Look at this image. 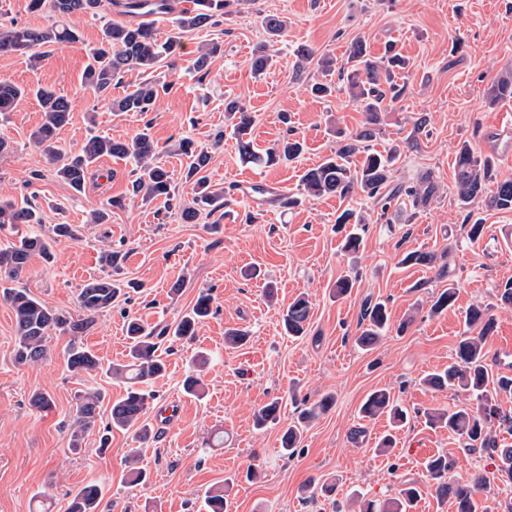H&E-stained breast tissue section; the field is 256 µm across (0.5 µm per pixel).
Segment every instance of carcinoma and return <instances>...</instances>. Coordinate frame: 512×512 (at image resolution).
I'll list each match as a JSON object with an SVG mask.
<instances>
[{"label": "carcinoma", "instance_id": "obj_1", "mask_svg": "<svg viewBox=\"0 0 512 512\" xmlns=\"http://www.w3.org/2000/svg\"><path fill=\"white\" fill-rule=\"evenodd\" d=\"M111 5L122 6V12L134 17L126 24L107 21L102 25L100 47L92 55L84 72L86 85L99 97L109 98L112 82L127 69L136 68L145 74L138 87L119 98L111 99L114 112H137L145 114L154 111L160 94L168 93L172 83L157 76L162 63L172 56L178 47L175 39L160 41L151 23L144 16L165 12L170 9V0H109ZM194 7L179 12V29L188 32L203 29L214 23V19L232 14L230 7L241 0H193ZM32 7L47 12L53 22L39 29L3 26L0 23V53H21L32 63L43 58L41 48L64 46L80 40L79 30L63 18L76 14H96L102 0H31ZM220 50L217 44L200 52L193 60L192 68L197 74H205L210 57ZM272 57L267 46H259L250 58L252 71L261 73L270 66ZM407 66L406 59L395 52L394 46L386 49L385 55L372 59L362 38H355L350 45L347 65L336 68L335 59L323 57L320 67L324 75L338 73L352 102L364 116L362 125L353 133L342 131L336 136V148L320 164L308 169L301 178V191L294 195L281 196L279 203L290 209L306 198L335 196L342 201L356 197L380 206L382 215H387L394 205L404 202L418 209L426 206L436 194L437 187L427 177L412 184H396L393 167L401 156V145L394 144L381 152L371 148L382 125L384 102L398 100L404 86L394 77L396 71ZM28 92L22 86L9 81H0V114L11 111L15 103L26 97ZM34 95L44 112L43 122L31 133L30 140L39 148L54 167L57 177L69 184L77 193L83 192L93 165L103 157L130 160L136 166V178L131 182V194L145 202L162 200L168 204L175 199L176 185L173 173L158 161L156 147L149 134L141 132L129 139H114L105 135L91 134L74 153L64 151L58 145V135L69 122L71 103L65 97L46 88H37ZM512 98V72L498 78L494 84L491 101ZM225 118L231 122L237 137L241 155L251 162L270 166L282 161H292L301 156L304 142L288 136L263 153L255 151L249 139L253 123L252 115L235 98L224 99ZM179 151L189 159L184 169V179L193 182L196 188L195 206L183 210L188 221L197 219L201 210L212 213L224 208L225 191L210 183L207 167L211 156L197 148L194 141L184 138ZM454 189L460 208L466 210L463 221L466 236L463 242L473 244L482 236L483 219L474 217L470 206L481 202L488 210L512 212V180L493 181L490 159L476 156L469 145L463 143L455 151ZM39 210L32 204L18 205L14 200L0 197V224H40ZM39 254L45 259L52 258V245L39 235H24L5 249H0V298L12 307L16 331L14 336V359L19 365L35 364L48 356L46 345L50 333L70 336L66 352V365L73 373H90L100 368L97 356L78 342L79 336L94 321L95 316L112 308V303L121 294V284L111 277L94 279L81 288L78 304L81 316L54 310L32 297L24 289L6 286L18 280L25 272L32 255ZM400 263L405 266L420 265L437 268V275L448 277V266L437 264V256L430 251H410L402 255ZM456 298L453 284L436 297L431 313L436 315L452 307ZM311 311V303L299 297L288 305L283 313L284 329L290 336L299 337L305 333ZM211 314V297L200 293L191 310L179 320L155 332L139 322L128 323V362L111 365L106 373L126 384L125 395L112 403L111 426L121 429L138 427L140 438L149 436L150 428L144 416L149 409L152 394L142 388L151 378L166 371V364L158 355L160 338L171 335L174 339H191L196 327ZM465 336L456 346V361L441 372L425 377L424 383L430 388L461 389L468 396L479 401L477 407L432 409L427 412L429 423L448 429L466 441L470 448H493L500 460L499 471L506 477L505 483H512V446L497 447L492 439L494 422L499 411L488 399V386L505 393H512V377L494 376L486 363V342L492 336L495 321L488 310L472 307L465 312ZM389 315L384 302L368 301L364 305L360 322V335L356 339L359 347L369 349L376 345L389 330ZM103 401L100 391H82L77 395L76 418L70 447H80V440L86 430L93 427L99 416ZM333 398L325 396L300 416V424L291 425L281 437L280 451L288 456L294 453L302 434V424L314 419L327 410ZM279 402L264 405L255 415V425L262 429L277 420ZM363 417L372 419L388 415L399 425L406 421L407 412L386 390L372 392L363 402ZM451 463L444 456H436L425 464L426 477L436 485V492L442 497L454 499L456 512H479L476 493L485 483L482 477L472 482L451 481L448 472ZM101 487L91 482L76 492L68 506V512H98L101 502ZM419 496L414 486L403 488L399 497L383 502L366 500L358 492L353 500L360 503L359 512H410Z\"/></svg>", "mask_w": 512, "mask_h": 512}]
</instances>
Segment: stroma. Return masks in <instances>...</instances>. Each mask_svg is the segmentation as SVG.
Instances as JSON below:
<instances>
[{
    "instance_id": "stroma-1",
    "label": "stroma",
    "mask_w": 512,
    "mask_h": 512,
    "mask_svg": "<svg viewBox=\"0 0 512 512\" xmlns=\"http://www.w3.org/2000/svg\"><path fill=\"white\" fill-rule=\"evenodd\" d=\"M264 16L287 21L288 33L275 64L258 75L249 60L266 38ZM111 17L107 10L71 16L80 41L49 47L39 67H31L27 57L0 54V81L39 84L66 96L70 120L59 138L74 150L91 131L115 139L144 131L162 162L179 175L187 160L175 149L181 139H192L211 154L208 175L223 187L226 205L184 222L180 213L192 203V184L178 182L175 208L146 205L130 193L131 163L109 157L94 165L84 194L75 193L29 141L43 117L30 97L0 120V137L12 144L11 152L0 154V195L36 205L43 221L1 225L0 248L32 231L53 237L55 225L78 227L77 239L53 238L52 261L33 256L18 282L52 309L77 312L81 288L95 278L136 282L126 301L96 316L80 338L103 367L125 362L130 319L162 329L202 291L212 297V313L194 339L161 343L167 370L145 385L154 396L146 416L149 443L138 445L134 430L116 429L103 452L99 428L108 422L113 401L124 395V384L103 367L69 372L68 339L59 335L49 342L46 360L16 364L15 316L0 300V512H66L70 498L92 480L104 486L100 512H205V491L218 489L226 512H335L331 499L304 494L312 481L337 484L343 497L359 491L379 500L396 497L404 483L414 482L420 497L413 512H455L452 499L439 498L425 476L424 463L432 455L453 462L452 476H486L478 494L482 512H504L512 490L496 477V453L469 450L457 435L426 421L427 410L466 404V395L433 390L421 379L454 362L463 315L471 306L487 307L496 319L487 353L512 345V306L502 304L498 293L512 282V212L480 210L482 239L462 244L465 213L455 196L453 168L461 143L484 157L487 141L512 142V99H491L498 76L512 70V0H247L240 13L188 33L178 32L168 15L155 19L154 28L159 38L180 43L164 67L174 87L154 111L121 116L82 82L101 27ZM358 37L371 56H381L393 42L410 61L398 77L405 93L386 103L373 148L414 137L393 180L412 183L430 175L439 194L409 224L385 223L378 206L353 200L349 205L365 211L368 221L359 227L360 250L351 255L342 250L335 224L348 204L324 196L290 210L272 200L260 205L246 185L255 180L282 194L297 192L303 173L334 150L336 130L359 128L363 116L345 93L320 100L308 92L309 84L323 78L317 57L345 64L346 50ZM213 41L223 51L198 76L191 69L196 50ZM304 45L316 59L300 73L295 51ZM228 96L255 115L251 138L258 149L292 131L305 140L301 159L268 168L244 162L236 139L224 130ZM111 197L122 200V208L113 210L109 223H91V211ZM108 246L123 256L118 270L100 260ZM416 249L447 252L450 279L401 266L402 253ZM347 274L358 281L349 295L336 297L333 285ZM451 283L457 287L454 307L431 315L436 296ZM177 284L178 294L172 291ZM269 285L275 288L271 299L265 294ZM302 294L312 304L311 317L306 334L291 337L281 314ZM370 300L386 303L392 329L374 348L363 349L355 339L360 311ZM230 328L248 331L249 342L225 346ZM199 351L209 353L210 361L198 372L202 393L194 397L182 382L194 371L192 357ZM81 389L100 390L104 400L98 429L74 451L69 436ZM378 389L390 391L408 412L406 423L395 429L396 447L381 453L375 443L391 429L387 417L365 421L359 414ZM36 393L49 395L52 407H32ZM325 395L335 399L331 409L307 426L294 455H281L284 430ZM172 400L182 410L163 418L159 411ZM274 400L280 405L277 423L255 429V412ZM361 427L365 435L353 440ZM134 447L148 475L139 485L128 479L127 457Z\"/></svg>"
}]
</instances>
